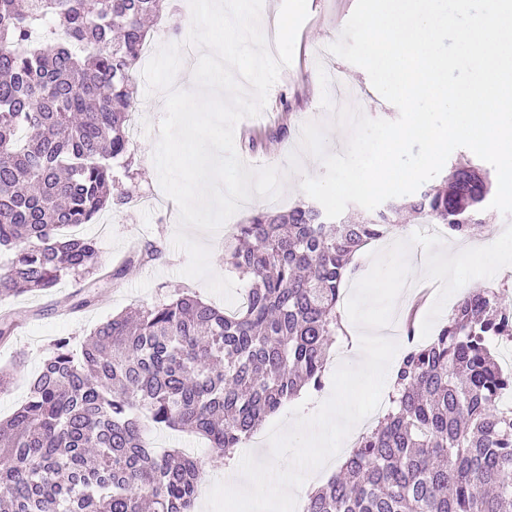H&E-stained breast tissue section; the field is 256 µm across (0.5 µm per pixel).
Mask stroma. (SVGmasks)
Returning a JSON list of instances; mask_svg holds the SVG:
<instances>
[{
    "mask_svg": "<svg viewBox=\"0 0 512 512\" xmlns=\"http://www.w3.org/2000/svg\"><path fill=\"white\" fill-rule=\"evenodd\" d=\"M356 0H308L309 15L300 27L292 63L283 68L268 94L260 121L246 118L235 128V147L242 160L253 166L270 165L287 170L288 157L298 150L301 128L305 122L331 123L333 114L320 103L321 86L316 58L319 50L335 42L352 14ZM135 110L142 130L132 137L133 176L117 172L113 194L130 192L140 195L159 190L153 153L158 139V126L164 117L163 93H148L144 76L136 78ZM178 228V208L170 198H163L159 207L148 210L131 203L116 206L100 215L95 223L82 225L80 232L95 239L99 260L118 265L146 243H154L162 251L159 260L129 271L117 286L100 289L97 304L77 314H65L58 299L78 290V283L63 278L54 294H22L0 301V311L19 314L21 325L11 343L0 345V370L12 373L13 381L0 388V419L7 418L28 397V383L41 370L54 340L70 337L74 346H81L96 325L137 303L165 300L180 288L196 292L203 300L218 308L226 303L211 294L203 281L182 276L187 256L173 246ZM148 437L158 449L176 448L194 456L204 470L219 468L223 456L209 448L192 432L149 431Z\"/></svg>",
    "mask_w": 512,
    "mask_h": 512,
    "instance_id": "stroma-1",
    "label": "stroma"
}]
</instances>
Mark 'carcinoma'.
I'll use <instances>...</instances> for the list:
<instances>
[{"mask_svg":"<svg viewBox=\"0 0 512 512\" xmlns=\"http://www.w3.org/2000/svg\"><path fill=\"white\" fill-rule=\"evenodd\" d=\"M166 2L0 0V299L71 275L87 281L63 303L78 312L158 257L147 245L102 274L96 241L71 229L112 206L145 22ZM489 185L462 158L408 208L470 235L486 224ZM397 211L349 224L309 203L255 207L224 240V265L248 281L233 312L177 291L100 323L78 355L56 339L27 402L0 420V512H193L202 465L157 452L148 427L228 454L303 387L320 388L353 257ZM18 327L1 313L0 343ZM511 341V301L492 288L463 296L431 342H411L388 412L305 512H512V371L493 350Z\"/></svg>","mask_w":512,"mask_h":512,"instance_id":"obj_1","label":"carcinoma"}]
</instances>
